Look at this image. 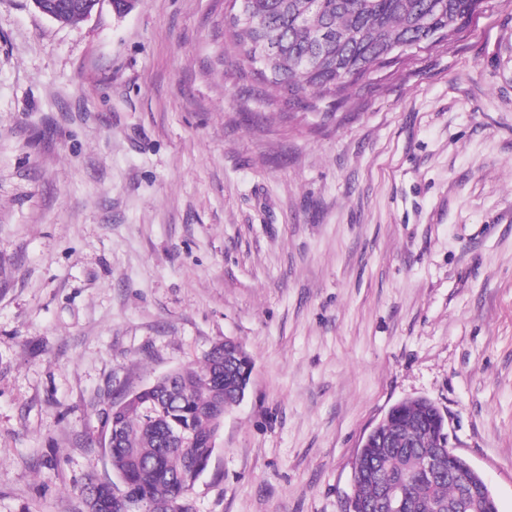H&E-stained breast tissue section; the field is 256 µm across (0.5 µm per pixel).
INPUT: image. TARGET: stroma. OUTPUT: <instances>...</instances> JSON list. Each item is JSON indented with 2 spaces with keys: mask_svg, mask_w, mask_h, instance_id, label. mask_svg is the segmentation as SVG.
<instances>
[{
  "mask_svg": "<svg viewBox=\"0 0 512 512\" xmlns=\"http://www.w3.org/2000/svg\"><path fill=\"white\" fill-rule=\"evenodd\" d=\"M224 0H0V512H84L104 412L238 340L195 512H346L432 400L512 512V0L283 115ZM59 0H32L34 7L44 16L64 23L67 15L74 11L83 12L86 18L97 10L103 0H70L63 4Z\"/></svg>",
  "mask_w": 512,
  "mask_h": 512,
  "instance_id": "35a3bbf8",
  "label": "stroma"
}]
</instances>
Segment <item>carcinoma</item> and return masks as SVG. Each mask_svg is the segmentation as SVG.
<instances>
[{"label":"carcinoma","mask_w":512,"mask_h":512,"mask_svg":"<svg viewBox=\"0 0 512 512\" xmlns=\"http://www.w3.org/2000/svg\"><path fill=\"white\" fill-rule=\"evenodd\" d=\"M224 37L240 60L275 49L267 60L280 105L312 111L320 100H341L351 87L390 62L398 44L436 49L463 27L480 0H226ZM252 360L237 342L214 344L200 365L158 378L125 407L107 413L108 456L115 479L90 481L88 512H194L192 494L208 469L226 407L246 394ZM180 424L186 442L167 429ZM448 421L427 398L391 407L360 449L351 499L354 512H387L382 486L406 483L404 512H486L448 480Z\"/></svg>","instance_id":"carcinoma-1"}]
</instances>
